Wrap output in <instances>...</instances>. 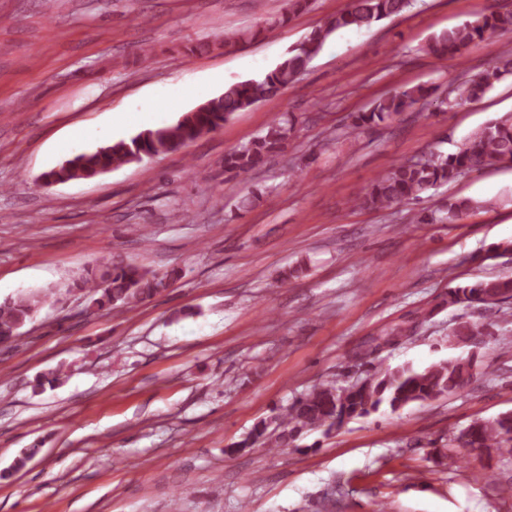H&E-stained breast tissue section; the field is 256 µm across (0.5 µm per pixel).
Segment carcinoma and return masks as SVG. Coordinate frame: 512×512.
Returning a JSON list of instances; mask_svg holds the SVG:
<instances>
[{"label":"carcinoma","instance_id":"carcinoma-1","mask_svg":"<svg viewBox=\"0 0 512 512\" xmlns=\"http://www.w3.org/2000/svg\"><path fill=\"white\" fill-rule=\"evenodd\" d=\"M313 0H288L287 10L263 19L262 29L282 27L293 16L307 10ZM412 0H349L347 8L329 18L297 43L273 68L258 79L234 83L199 109L183 113L171 126L147 129L128 139L108 141L88 152L67 158V165H58L41 174L47 185L63 184L77 179H92L133 161V158L159 156L178 149L221 128L236 112L261 100L276 96L291 86L334 32L348 27L362 28L374 22L398 16ZM512 35V10L488 9L473 19L447 31L433 35L422 50L438 60L460 56L471 45L494 36ZM512 76V51L501 52L481 73L466 79L450 91V100L440 101L452 109L478 101L499 82ZM436 88L426 84L404 86L374 100L361 112L348 116L345 128L360 134L387 125L416 104L433 98ZM296 132V120L290 116L270 123L264 134L224 154V173L237 176L285 150ZM512 162V113L493 120L465 137L448 153L430 150L407 159L375 176L354 206L364 209H389L403 203L417 202L423 196L469 174L499 163ZM490 206L487 201L470 197L445 196L415 220L426 224H455L476 210ZM179 277L172 269L158 275L122 259L89 267L66 285L67 291H85L89 295L86 312L112 311L130 304L144 302L162 293ZM56 289L43 295L28 294L0 300V343H13L21 329L32 319ZM512 301V276L503 275L475 282H462L448 288V306L467 307L482 304L497 306ZM485 325L461 322L450 336L466 343ZM409 327H398L371 341L377 351L407 335ZM474 357L454 358L433 363L423 369L410 365L387 368L364 378L360 386H339L326 381L294 400L273 419L257 423L242 441L225 450L229 455L246 451L257 443L283 451L293 446L301 433L322 430L329 434L343 419L368 417L381 410L393 413L414 403H424L452 394L469 386L476 376ZM453 446L462 448H493L501 456L512 459V414L501 413L488 419H476L453 439Z\"/></svg>","mask_w":512,"mask_h":512}]
</instances>
